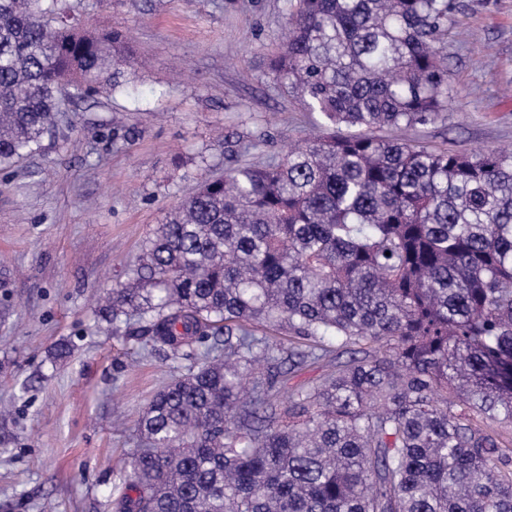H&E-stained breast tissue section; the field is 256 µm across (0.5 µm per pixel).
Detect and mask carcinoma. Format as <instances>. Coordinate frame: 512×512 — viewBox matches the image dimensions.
Returning <instances> with one entry per match:
<instances>
[{
  "label": "carcinoma",
  "mask_w": 512,
  "mask_h": 512,
  "mask_svg": "<svg viewBox=\"0 0 512 512\" xmlns=\"http://www.w3.org/2000/svg\"><path fill=\"white\" fill-rule=\"evenodd\" d=\"M453 10L285 0L270 69L331 132L202 180L112 288L103 319L192 361L112 512H512V152L373 135L448 112ZM120 63L70 0H0V168ZM333 352L280 400L283 366ZM334 357H336V353H333L332 357L327 358L324 361L308 366L299 372L287 375V380L285 382L288 389L297 388L302 385L322 380L333 369V365L336 363V359H333Z\"/></svg>",
  "instance_id": "1"
}]
</instances>
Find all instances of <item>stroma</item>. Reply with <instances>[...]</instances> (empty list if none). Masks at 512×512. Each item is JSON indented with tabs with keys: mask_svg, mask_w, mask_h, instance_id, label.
<instances>
[{
	"mask_svg": "<svg viewBox=\"0 0 512 512\" xmlns=\"http://www.w3.org/2000/svg\"><path fill=\"white\" fill-rule=\"evenodd\" d=\"M445 120L399 132L455 151L512 145V0H455ZM127 35L141 66L113 95L58 113L37 153L0 170V512H109L129 475L135 422L189 363L113 331L97 301L199 179L264 165L315 133L319 113L284 93L270 57L284 0H73ZM249 140L236 156L224 133ZM71 353L57 360L55 345Z\"/></svg>",
	"mask_w": 512,
	"mask_h": 512,
	"instance_id": "stroma-1",
	"label": "stroma"
}]
</instances>
